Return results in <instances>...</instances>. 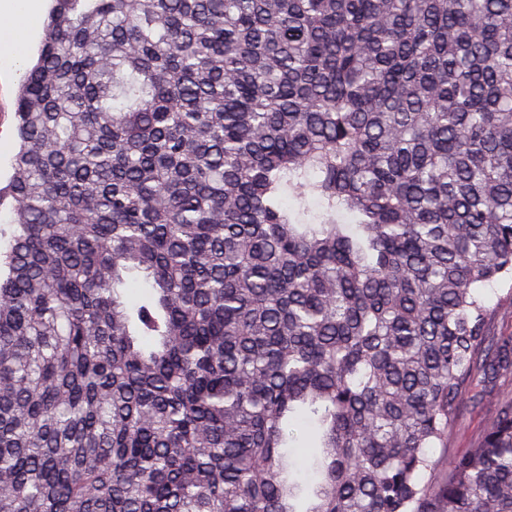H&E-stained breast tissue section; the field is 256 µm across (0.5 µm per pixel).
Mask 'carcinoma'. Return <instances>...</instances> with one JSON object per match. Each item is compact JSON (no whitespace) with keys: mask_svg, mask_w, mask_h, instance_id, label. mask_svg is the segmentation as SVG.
<instances>
[{"mask_svg":"<svg viewBox=\"0 0 512 512\" xmlns=\"http://www.w3.org/2000/svg\"><path fill=\"white\" fill-rule=\"evenodd\" d=\"M16 116L0 512H512V395L433 455L512 374V0H52ZM504 388L510 389L512 394V375L507 374L500 378L494 391L486 392L478 403H468L463 406L462 421L448 436V454L463 451L477 440L484 421L491 415L497 404L498 392Z\"/></svg>","mask_w":512,"mask_h":512,"instance_id":"carcinoma-1","label":"carcinoma"}]
</instances>
